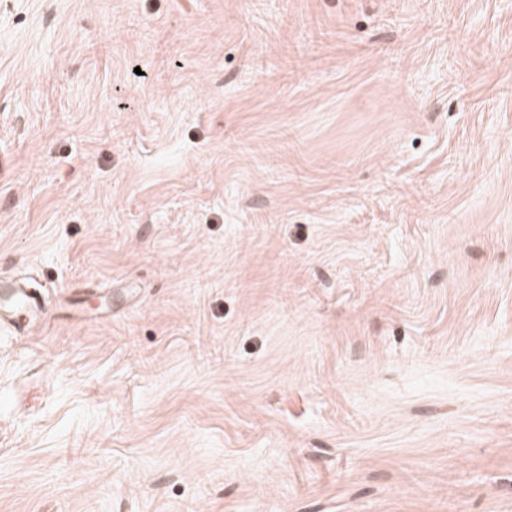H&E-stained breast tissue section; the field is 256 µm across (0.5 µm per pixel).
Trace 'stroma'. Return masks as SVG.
Instances as JSON below:
<instances>
[{
	"label": "stroma",
	"mask_w": 512,
	"mask_h": 512,
	"mask_svg": "<svg viewBox=\"0 0 512 512\" xmlns=\"http://www.w3.org/2000/svg\"><path fill=\"white\" fill-rule=\"evenodd\" d=\"M0 148V512H512V0H0ZM1 284L9 293L10 304L3 307V313L0 312V321L20 332L38 325L44 313L36 295L27 291L25 285L17 281L7 282L1 279Z\"/></svg>",
	"instance_id": "stroma-1"
}]
</instances>
